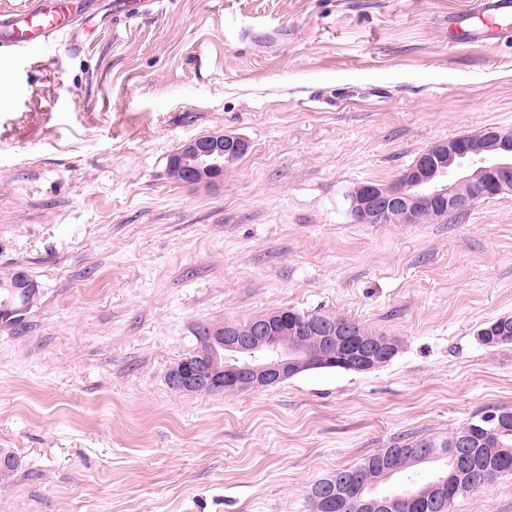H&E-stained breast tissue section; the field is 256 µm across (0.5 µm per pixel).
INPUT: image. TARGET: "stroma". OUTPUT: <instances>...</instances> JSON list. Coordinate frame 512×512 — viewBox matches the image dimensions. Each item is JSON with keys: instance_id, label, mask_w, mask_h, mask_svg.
Returning a JSON list of instances; mask_svg holds the SVG:
<instances>
[{"instance_id": "1", "label": "stroma", "mask_w": 512, "mask_h": 512, "mask_svg": "<svg viewBox=\"0 0 512 512\" xmlns=\"http://www.w3.org/2000/svg\"><path fill=\"white\" fill-rule=\"evenodd\" d=\"M473 0H169L71 47L0 55V271L42 297L0 325V512H313L311 486L393 442L512 407V193L448 221L357 224L350 192L431 144L512 130V44H464ZM212 133L223 178L168 160ZM400 342L368 373L180 393L200 326L281 309ZM451 512H512V477ZM249 148L246 140L226 134L202 136L183 145L168 162L169 171L184 183L200 184L219 179L224 170Z\"/></svg>"}]
</instances>
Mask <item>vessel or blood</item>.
Segmentation results:
<instances>
[{
    "label": "vessel or blood",
    "instance_id": "vessel-or-blood-1",
    "mask_svg": "<svg viewBox=\"0 0 512 512\" xmlns=\"http://www.w3.org/2000/svg\"><path fill=\"white\" fill-rule=\"evenodd\" d=\"M98 6V0H33L22 16L0 19V51L26 48L36 40L50 43L64 32L63 18ZM448 24L466 43L512 42V0H474L470 10L449 14Z\"/></svg>",
    "mask_w": 512,
    "mask_h": 512
}]
</instances>
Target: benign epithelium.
Masks as SVG:
<instances>
[{
  "mask_svg": "<svg viewBox=\"0 0 512 512\" xmlns=\"http://www.w3.org/2000/svg\"><path fill=\"white\" fill-rule=\"evenodd\" d=\"M487 154L474 163L466 159L459 138L437 141L420 153L412 165L389 184L360 185L350 201V215L357 224H418L419 215H457L492 189L499 194L512 192V130L483 129ZM249 148L246 140L226 134L202 136L186 143L173 154L169 170L184 183L200 184L219 179L224 170ZM0 313L9 322L21 321L26 310L13 298L0 301ZM302 329L328 331V338L342 345L339 365L348 371L369 372L392 360L397 349L376 337H362V330L350 325L329 324L318 318L300 322ZM203 343L224 349V359L210 352L197 359L200 372L189 370V361L179 360L165 375L168 386L178 392L201 393L215 383L224 391L274 387L308 368L327 360L324 354L301 357L281 337L272 335L266 324L249 336L232 332L228 323L207 327ZM363 512H392L390 501L362 496Z\"/></svg>",
  "mask_w": 512,
  "mask_h": 512,
  "instance_id": "1",
  "label": "benign epithelium"
}]
</instances>
